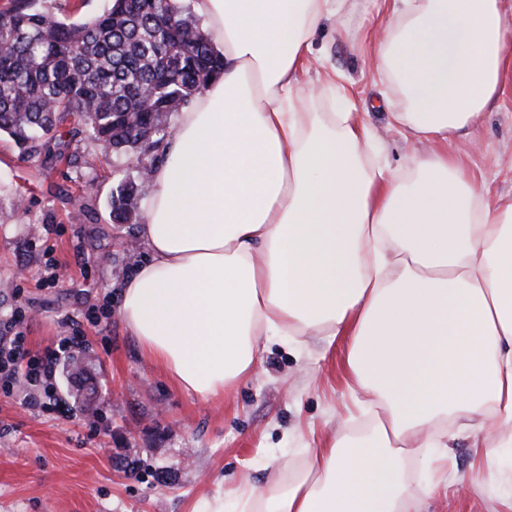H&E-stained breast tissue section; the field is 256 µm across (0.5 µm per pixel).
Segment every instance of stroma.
Returning <instances> with one entry per match:
<instances>
[{
  "label": "stroma",
  "instance_id": "1",
  "mask_svg": "<svg viewBox=\"0 0 512 512\" xmlns=\"http://www.w3.org/2000/svg\"><path fill=\"white\" fill-rule=\"evenodd\" d=\"M385 14V0H346L342 21L316 35L303 92L328 111L333 84L324 76L334 75L368 109L377 162L398 170L423 147L391 125L384 103L392 91L374 47ZM447 149L490 201L512 198V69L470 135ZM163 150L149 139L108 155L85 134L68 162L21 155L0 136V328L19 317L35 351L60 336L85 338L54 381L68 417L31 408L21 388L0 397V512H200L218 477L265 485L272 461H297L333 431L354 435L369 423L340 340L307 336L298 350L271 340L254 375L209 401L177 389L143 357L119 314L116 285L147 250L136 224L113 223L111 197L129 181L147 193L139 168ZM73 362L84 367L80 378L69 375ZM482 444L478 433L456 441L450 491L428 500L426 512H486L494 489L475 490L470 470Z\"/></svg>",
  "mask_w": 512,
  "mask_h": 512
}]
</instances>
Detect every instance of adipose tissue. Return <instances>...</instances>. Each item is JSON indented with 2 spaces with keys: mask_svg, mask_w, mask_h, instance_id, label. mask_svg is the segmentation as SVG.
Returning a JSON list of instances; mask_svg holds the SVG:
<instances>
[{
  "mask_svg": "<svg viewBox=\"0 0 512 512\" xmlns=\"http://www.w3.org/2000/svg\"><path fill=\"white\" fill-rule=\"evenodd\" d=\"M375 46L402 100L393 122L426 152L373 165L357 104H303L323 21L342 0H197L224 72L177 113L118 284L145 359L209 400L252 376L270 337L347 339L368 436L337 432L240 482L207 512H423L448 491V448L474 465L512 446V202L491 208L440 146L468 134L512 66L500 0H388Z\"/></svg>",
  "mask_w": 512,
  "mask_h": 512,
  "instance_id": "ef3b65f1",
  "label": "adipose tissue"
}]
</instances>
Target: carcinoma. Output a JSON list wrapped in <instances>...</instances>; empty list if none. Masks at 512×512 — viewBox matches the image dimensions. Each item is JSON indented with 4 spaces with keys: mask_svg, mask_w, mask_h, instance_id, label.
Instances as JSON below:
<instances>
[{
    "mask_svg": "<svg viewBox=\"0 0 512 512\" xmlns=\"http://www.w3.org/2000/svg\"><path fill=\"white\" fill-rule=\"evenodd\" d=\"M224 71V57L183 0H111L66 22L39 0L0 11V133L29 155L61 157L91 133L104 151L150 138ZM138 213L130 185L112 196V220Z\"/></svg>",
    "mask_w": 512,
    "mask_h": 512,
    "instance_id": "cac0c4a2",
    "label": "carcinoma"
}]
</instances>
